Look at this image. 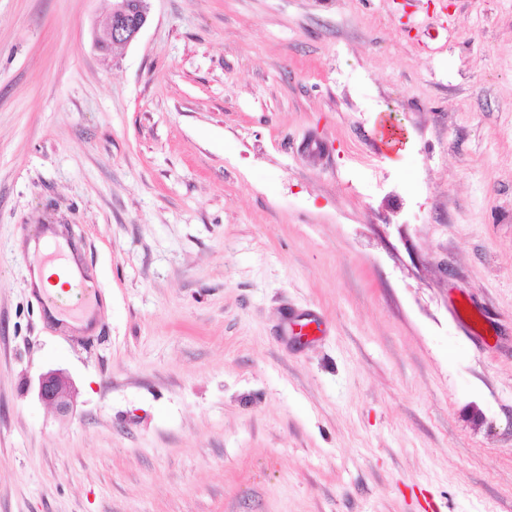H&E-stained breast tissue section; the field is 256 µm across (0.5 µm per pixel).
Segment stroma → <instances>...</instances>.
<instances>
[{
  "label": "stroma",
  "instance_id": "obj_1",
  "mask_svg": "<svg viewBox=\"0 0 512 512\" xmlns=\"http://www.w3.org/2000/svg\"><path fill=\"white\" fill-rule=\"evenodd\" d=\"M111 7L0 0V512H512V0ZM150 0H114L112 11L101 20L95 34L98 50L128 45L137 38L149 18ZM128 18L133 22L129 23ZM69 277L72 279V283L66 284L75 290V294L79 298L77 302L67 308V310L75 314H81L89 311L94 306L96 299L94 287L90 285L87 279L81 274L76 278L72 277L69 273ZM38 398L63 415L70 412L74 391L69 377L59 370L41 373L37 383Z\"/></svg>",
  "mask_w": 512,
  "mask_h": 512
}]
</instances>
